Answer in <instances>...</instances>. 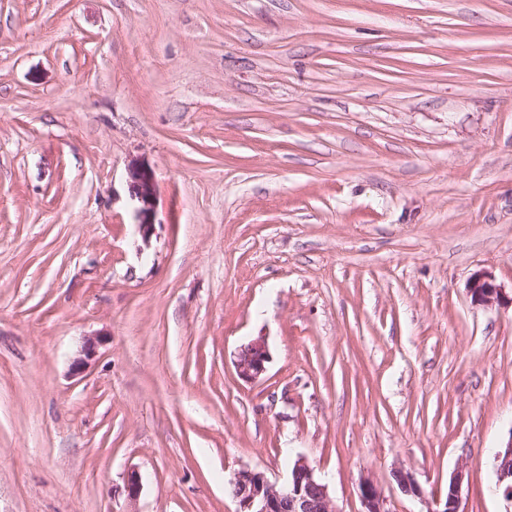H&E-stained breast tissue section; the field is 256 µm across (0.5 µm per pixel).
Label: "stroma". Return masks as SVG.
Masks as SVG:
<instances>
[{
  "label": "stroma",
  "instance_id": "stroma-1",
  "mask_svg": "<svg viewBox=\"0 0 512 512\" xmlns=\"http://www.w3.org/2000/svg\"><path fill=\"white\" fill-rule=\"evenodd\" d=\"M479 272L512 289V0H0V512H236L300 456L339 512L461 466L512 512ZM128 185L131 197L136 200L138 232L143 240H149L154 227L155 179L153 171L145 164H133L128 172ZM270 353L265 337L258 336L244 345L238 352L235 368L238 377L245 382H254L266 371ZM499 449L494 455V469L497 476L496 489L502 495L505 501L512 504V469L500 466L502 457L506 458V462L512 460V434L508 436L507 440L498 447ZM507 479L510 481L506 482ZM360 497L365 509L362 512H393L384 491L370 479L361 482Z\"/></svg>",
  "mask_w": 512,
  "mask_h": 512
}]
</instances>
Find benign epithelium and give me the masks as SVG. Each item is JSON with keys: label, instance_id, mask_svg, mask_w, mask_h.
I'll use <instances>...</instances> for the list:
<instances>
[{"label": "benign epithelium", "instance_id": "1", "mask_svg": "<svg viewBox=\"0 0 512 512\" xmlns=\"http://www.w3.org/2000/svg\"><path fill=\"white\" fill-rule=\"evenodd\" d=\"M131 197L136 200L138 232L143 240H149L154 227L155 179L153 171L145 164H133L128 172ZM473 302L488 306L501 303L503 290L483 274L475 276L469 285ZM270 353L265 337L258 336L244 345L238 352L235 368L238 377L245 382L257 380L266 371ZM512 460V431L494 455L497 476L496 489L505 501L512 503V470L500 466L501 459ZM401 490L414 496L420 489L412 475L397 469L393 472ZM465 474L458 470L448 481L446 500H436V508L428 512H463L461 510ZM230 482L241 489L236 496L238 512H340L330 493L329 486L315 473L308 460L298 457L284 485L270 481L257 469L241 468L235 471ZM360 497L364 512H393L384 491L370 479L360 484Z\"/></svg>", "mask_w": 512, "mask_h": 512}]
</instances>
